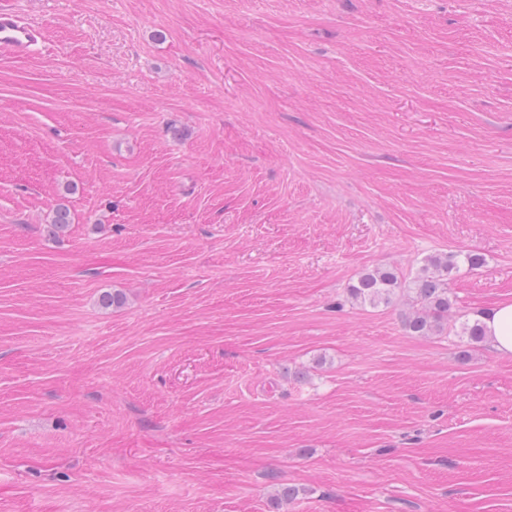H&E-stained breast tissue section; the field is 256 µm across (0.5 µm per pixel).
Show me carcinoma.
Instances as JSON below:
<instances>
[{
	"instance_id": "obj_1",
	"label": "carcinoma",
	"mask_w": 512,
	"mask_h": 512,
	"mask_svg": "<svg viewBox=\"0 0 512 512\" xmlns=\"http://www.w3.org/2000/svg\"><path fill=\"white\" fill-rule=\"evenodd\" d=\"M71 224L67 206L57 204L48 217L50 232L58 236L65 233ZM485 259L479 252L460 250L427 257L412 277H404L396 270L376 267L361 273L348 288L351 299L363 306L377 308L393 301L396 295H407L415 310L407 316L405 328L416 336H429L444 329L448 313L453 309L448 281L461 269L473 270L483 266ZM458 333L467 338V346L475 347L485 341L484 329L477 318H464L459 323ZM298 490L294 486H281L272 498L275 512L282 505L296 499Z\"/></svg>"
}]
</instances>
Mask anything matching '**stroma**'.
Returning <instances> with one entry per match:
<instances>
[{"instance_id": "stroma-1", "label": "stroma", "mask_w": 512, "mask_h": 512, "mask_svg": "<svg viewBox=\"0 0 512 512\" xmlns=\"http://www.w3.org/2000/svg\"><path fill=\"white\" fill-rule=\"evenodd\" d=\"M0 7V512H512V356L348 295L512 299V0ZM45 39L44 31L34 27L11 8L0 9V52L26 57ZM479 252L460 250L427 257L412 277L396 270L375 267L361 273L348 288L351 299L360 305L378 308L389 305L394 296L407 295L416 309L407 316L405 328L416 336H429L444 329L448 313L453 309L448 281L462 268L473 270L483 266Z\"/></svg>"}]
</instances>
